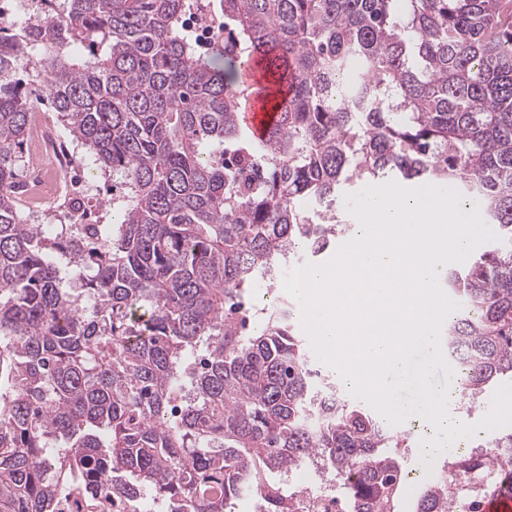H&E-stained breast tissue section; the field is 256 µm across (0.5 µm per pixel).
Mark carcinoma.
Segmentation results:
<instances>
[{"label": "carcinoma", "mask_w": 512, "mask_h": 512, "mask_svg": "<svg viewBox=\"0 0 512 512\" xmlns=\"http://www.w3.org/2000/svg\"><path fill=\"white\" fill-rule=\"evenodd\" d=\"M41 2L0 28V512L66 493L90 512H233L244 494L288 512L281 476L314 457L351 512H396L406 439L313 367L288 301L239 311L272 262L345 237L347 185L448 183L499 237L446 276L461 398L512 378V0H220L234 38L203 58L191 0ZM25 58L121 176L114 223L22 217ZM254 58L279 110L260 140L236 76ZM506 496L512 432L455 449L415 512Z\"/></svg>", "instance_id": "carcinoma-1"}]
</instances>
